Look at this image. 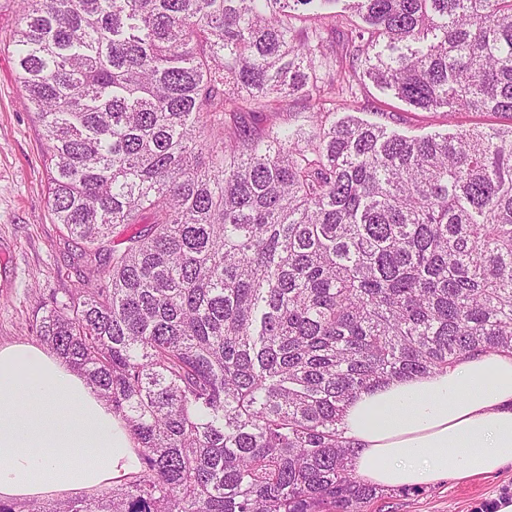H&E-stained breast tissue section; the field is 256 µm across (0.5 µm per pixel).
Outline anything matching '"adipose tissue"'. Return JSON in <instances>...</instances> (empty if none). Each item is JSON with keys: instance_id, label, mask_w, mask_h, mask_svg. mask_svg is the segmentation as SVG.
I'll use <instances>...</instances> for the list:
<instances>
[{"instance_id": "1", "label": "adipose tissue", "mask_w": 512, "mask_h": 512, "mask_svg": "<svg viewBox=\"0 0 512 512\" xmlns=\"http://www.w3.org/2000/svg\"><path fill=\"white\" fill-rule=\"evenodd\" d=\"M356 473L421 488L512 468V354L478 352L359 392L343 414ZM121 417L64 359L0 345V499L103 491L140 460Z\"/></svg>"}]
</instances>
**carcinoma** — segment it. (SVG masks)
Instances as JSON below:
<instances>
[{
  "mask_svg": "<svg viewBox=\"0 0 512 512\" xmlns=\"http://www.w3.org/2000/svg\"><path fill=\"white\" fill-rule=\"evenodd\" d=\"M19 2L48 201L96 272L30 329L141 460L65 512H361L346 403L512 352V124L415 137L326 104L367 78L512 118V0ZM285 97L314 130L239 121Z\"/></svg>",
  "mask_w": 512,
  "mask_h": 512,
  "instance_id": "obj_1",
  "label": "carcinoma"
}]
</instances>
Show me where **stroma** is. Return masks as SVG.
I'll use <instances>...</instances> for the list:
<instances>
[{"instance_id":"stroma-1","label":"stroma","mask_w":512,"mask_h":512,"mask_svg":"<svg viewBox=\"0 0 512 512\" xmlns=\"http://www.w3.org/2000/svg\"><path fill=\"white\" fill-rule=\"evenodd\" d=\"M18 0H0V344L36 342L30 323L50 297L67 299L84 276L72 264L76 242L57 224L48 203V179L42 155V128L24 105L9 40L20 26ZM393 111L391 129L408 135L452 132L458 127L502 124L499 115L413 109L368 87L349 109H337L334 119L352 114L377 120L378 109ZM512 497V469L492 478L442 481L419 489H380L363 512H478L483 503Z\"/></svg>"}]
</instances>
